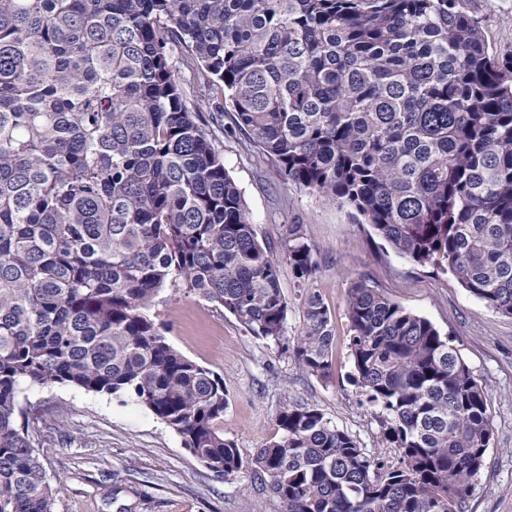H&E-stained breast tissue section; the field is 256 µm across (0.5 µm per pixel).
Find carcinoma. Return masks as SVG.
I'll return each mask as SVG.
<instances>
[{"instance_id":"carcinoma-1","label":"carcinoma","mask_w":512,"mask_h":512,"mask_svg":"<svg viewBox=\"0 0 512 512\" xmlns=\"http://www.w3.org/2000/svg\"><path fill=\"white\" fill-rule=\"evenodd\" d=\"M176 49L196 101H228L284 181L512 317V57L456 0H0V512H51L24 384L134 401L217 477L243 468L223 382L146 314L168 284L330 374L331 313L312 293L285 336L279 266ZM290 235L306 281L312 249ZM347 317L352 381L398 463L292 402L254 479L281 512H467L492 438L483 386L428 319L362 281Z\"/></svg>"}]
</instances>
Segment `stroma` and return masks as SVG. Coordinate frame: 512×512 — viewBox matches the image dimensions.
Returning <instances> with one entry per match:
<instances>
[{
	"label": "stroma",
	"instance_id": "1",
	"mask_svg": "<svg viewBox=\"0 0 512 512\" xmlns=\"http://www.w3.org/2000/svg\"><path fill=\"white\" fill-rule=\"evenodd\" d=\"M478 18L490 54H512V0H458ZM220 112L215 145L244 194L258 238L280 265L288 301L286 333L304 324L308 294L317 293L334 322L329 379L303 373L291 354L250 336L231 314L184 286L166 287L148 315L165 324L168 342L224 383V436L243 460L275 440L277 415L289 402L321 411L351 434L368 454L397 462L384 440L378 410L350 379L351 282L367 285L427 318L451 337L488 393L493 438L468 512H512V318L502 316L461 288L446 271L401 258L347 209L284 182L267 160L241 146L232 111L201 106L203 119ZM298 227L312 248L316 270L295 278L288 262V230ZM23 409L36 414L30 428L35 451L53 488L51 512H280L279 502L253 479L250 467L223 480L184 448L180 437L146 408L119 405L106 394L68 384L26 386Z\"/></svg>",
	"mask_w": 512,
	"mask_h": 512
}]
</instances>
